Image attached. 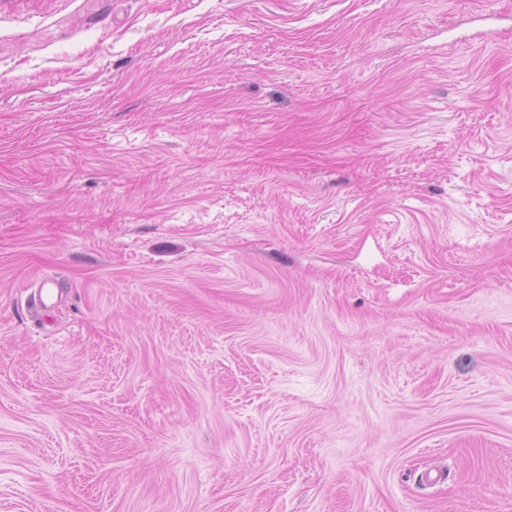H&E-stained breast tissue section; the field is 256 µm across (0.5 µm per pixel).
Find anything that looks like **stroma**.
<instances>
[{
  "mask_svg": "<svg viewBox=\"0 0 512 512\" xmlns=\"http://www.w3.org/2000/svg\"><path fill=\"white\" fill-rule=\"evenodd\" d=\"M0 512H512V0H0Z\"/></svg>",
  "mask_w": 512,
  "mask_h": 512,
  "instance_id": "obj_1",
  "label": "stroma"
}]
</instances>
